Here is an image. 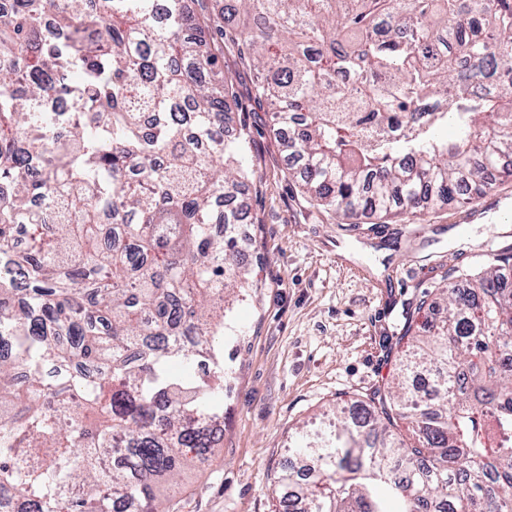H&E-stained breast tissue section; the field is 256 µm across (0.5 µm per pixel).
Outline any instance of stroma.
<instances>
[{
  "mask_svg": "<svg viewBox=\"0 0 512 512\" xmlns=\"http://www.w3.org/2000/svg\"><path fill=\"white\" fill-rule=\"evenodd\" d=\"M232 87L233 127L254 179L240 202L257 290L224 326V440L210 466L182 477L173 512H272L277 470L296 427L387 382L407 324L442 313L450 267L484 265L512 245V177L486 195L409 217L351 224L312 205L288 161L257 71L221 0H186Z\"/></svg>",
  "mask_w": 512,
  "mask_h": 512,
  "instance_id": "stroma-1",
  "label": "stroma"
}]
</instances>
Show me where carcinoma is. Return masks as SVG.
Returning a JSON list of instances; mask_svg holds the SVG:
<instances>
[{
	"label": "carcinoma",
	"mask_w": 512,
	"mask_h": 512,
	"mask_svg": "<svg viewBox=\"0 0 512 512\" xmlns=\"http://www.w3.org/2000/svg\"><path fill=\"white\" fill-rule=\"evenodd\" d=\"M8 2L0 499L169 512L161 486L206 468L224 436V318L253 282L240 212L217 202L249 179L250 135L224 136L228 83L184 0ZM222 14L313 204L399 217L512 176V0H224ZM59 98L71 117L49 109ZM440 300L425 333L406 328L377 401L298 432L306 473L280 468L278 512H512V364L489 355L512 357V255L450 272Z\"/></svg>",
	"instance_id": "carcinoma-1"
}]
</instances>
